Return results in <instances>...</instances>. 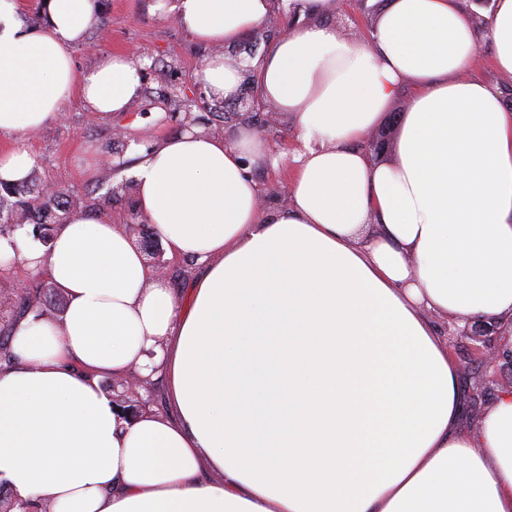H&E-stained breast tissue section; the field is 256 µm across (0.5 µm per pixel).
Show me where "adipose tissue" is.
I'll return each instance as SVG.
<instances>
[{"label":"adipose tissue","instance_id":"1","mask_svg":"<svg viewBox=\"0 0 512 512\" xmlns=\"http://www.w3.org/2000/svg\"><path fill=\"white\" fill-rule=\"evenodd\" d=\"M254 65L259 98L298 143L289 201L251 175L279 166L249 125L200 126L140 152L134 206L169 256L198 269L186 297L100 209L49 247L0 239V267L46 274L62 317L32 308L0 367V484L52 512H512V390L462 429L459 365L423 310L497 322L512 342V104L473 75L480 43L512 76V0L477 28L467 0H386L368 40L336 0H292ZM272 0H155L213 53L209 97L235 93L223 48ZM25 29L0 0V133L57 123L67 103L108 119L139 99L119 53L76 70L98 0H45ZM409 87L397 159L361 145ZM163 378L172 413L119 412L104 378ZM217 479H208V472Z\"/></svg>","mask_w":512,"mask_h":512}]
</instances>
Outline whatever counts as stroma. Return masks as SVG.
Segmentation results:
<instances>
[{
  "mask_svg": "<svg viewBox=\"0 0 512 512\" xmlns=\"http://www.w3.org/2000/svg\"><path fill=\"white\" fill-rule=\"evenodd\" d=\"M98 2V22L75 47V63L84 68L101 53H121L145 70L142 96L127 111L109 119L99 118L79 100H71L59 123L30 135L0 134V150L18 147L32 154L29 188L51 184L64 189L70 198L83 200L85 207L106 209L134 237L139 218L131 193L108 195L104 183L127 182L138 151L150 148L163 136L183 132V123L172 114L167 98L174 93L185 101L205 97L195 72L211 50L180 29L172 16L153 12L154 0ZM107 158L117 161V168L104 169L102 162ZM432 322L439 334L447 335L448 349L460 366L463 402L474 399L481 409H489L498 390L512 385V377L485 368L471 337L448 336V329L457 325L455 319L436 316Z\"/></svg>",
  "mask_w": 512,
  "mask_h": 512,
  "instance_id": "35a3bbf8",
  "label": "stroma"
}]
</instances>
